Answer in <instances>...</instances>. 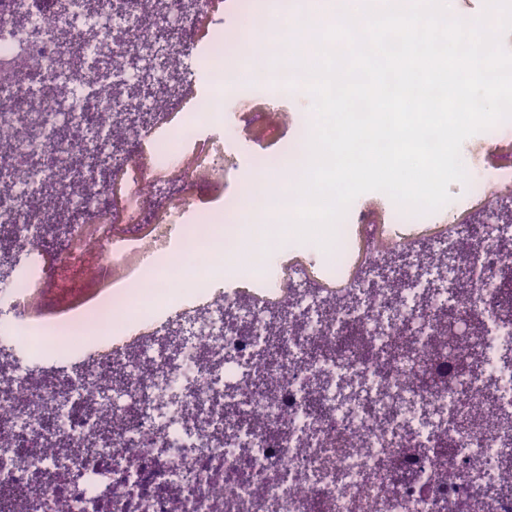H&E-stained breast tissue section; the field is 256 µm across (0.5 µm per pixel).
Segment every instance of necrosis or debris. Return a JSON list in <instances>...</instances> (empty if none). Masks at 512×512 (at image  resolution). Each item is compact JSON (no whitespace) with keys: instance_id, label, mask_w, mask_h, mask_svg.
Here are the masks:
<instances>
[{"instance_id":"4bbe7bcc","label":"necrosis or debris","mask_w":512,"mask_h":512,"mask_svg":"<svg viewBox=\"0 0 512 512\" xmlns=\"http://www.w3.org/2000/svg\"><path fill=\"white\" fill-rule=\"evenodd\" d=\"M188 2L164 0L150 23L142 0H16L0 16V129L13 142L0 161V258H19L14 278L0 281V512H512V288L497 275L512 265V225L456 221L479 199L497 210L512 199V159L483 162L512 141V119L468 143L471 192L439 211L447 250L421 216L393 237L352 206L335 265L302 252L228 291L225 279H244L248 251L234 235L226 278L188 294L170 273L164 318L144 296L142 314L113 328L131 316L130 279L101 290L100 274L131 269L134 256L155 269L188 240L208 256L210 214L180 218L223 182L228 143L252 130L240 120L248 100L233 96L227 135L202 136L213 115L199 109L193 46L180 33L207 21L214 63L225 42L248 38L217 34L213 0ZM147 82L151 94L122 96ZM138 110L148 123L129 120ZM117 129L137 146L113 166L131 215L166 185L183 186L149 233H115L82 195L68 221L38 206L61 181L94 183L92 137ZM52 291L95 298L31 318L30 301ZM446 308L478 369L434 349ZM48 336L80 350L66 370L47 363ZM407 336L409 359L398 351Z\"/></svg>"}]
</instances>
